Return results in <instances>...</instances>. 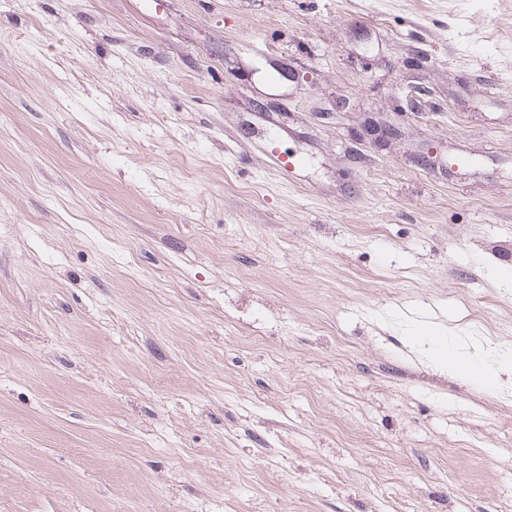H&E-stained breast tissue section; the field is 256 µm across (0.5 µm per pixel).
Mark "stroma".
Segmentation results:
<instances>
[{
  "label": "stroma",
  "mask_w": 512,
  "mask_h": 512,
  "mask_svg": "<svg viewBox=\"0 0 512 512\" xmlns=\"http://www.w3.org/2000/svg\"><path fill=\"white\" fill-rule=\"evenodd\" d=\"M505 270L512 0H0V512H512ZM434 360L446 370L449 367L454 371L466 374L473 381L481 384L493 382L496 378L493 372L484 364L469 357L442 353L435 355Z\"/></svg>",
  "instance_id": "35a3bbf8"
}]
</instances>
